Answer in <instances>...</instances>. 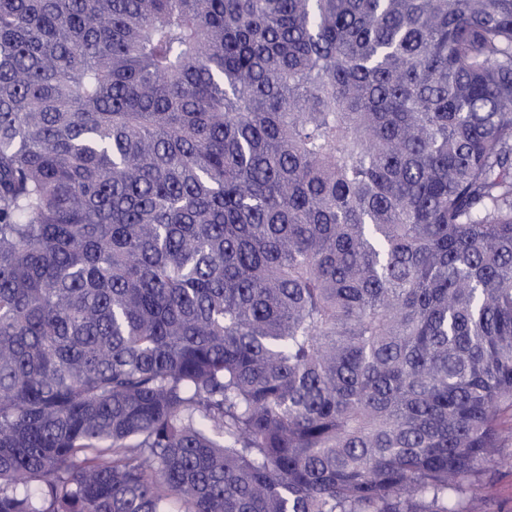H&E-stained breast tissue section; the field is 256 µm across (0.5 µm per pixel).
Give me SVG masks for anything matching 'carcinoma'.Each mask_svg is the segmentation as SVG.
<instances>
[{
    "label": "carcinoma",
    "instance_id": "1",
    "mask_svg": "<svg viewBox=\"0 0 512 512\" xmlns=\"http://www.w3.org/2000/svg\"><path fill=\"white\" fill-rule=\"evenodd\" d=\"M506 411L512 0H0V512H473Z\"/></svg>",
    "mask_w": 512,
    "mask_h": 512
}]
</instances>
